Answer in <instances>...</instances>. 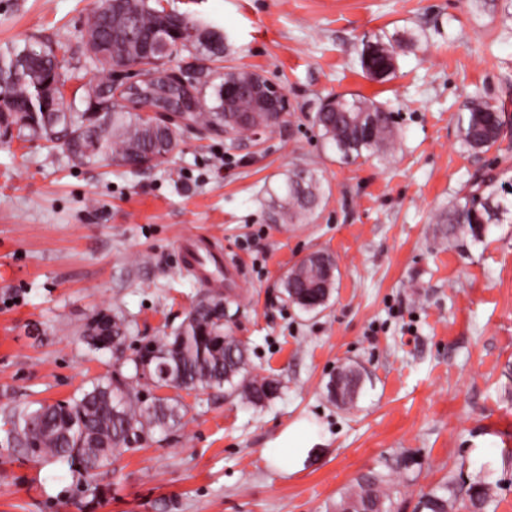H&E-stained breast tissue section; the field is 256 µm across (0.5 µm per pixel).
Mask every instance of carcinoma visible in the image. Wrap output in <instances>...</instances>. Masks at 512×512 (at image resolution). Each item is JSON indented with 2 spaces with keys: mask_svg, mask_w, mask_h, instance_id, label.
I'll return each mask as SVG.
<instances>
[{
  "mask_svg": "<svg viewBox=\"0 0 512 512\" xmlns=\"http://www.w3.org/2000/svg\"><path fill=\"white\" fill-rule=\"evenodd\" d=\"M197 25L185 14H165L161 0H101L87 18L82 35L86 62L107 68L120 62H138L145 58L135 41L125 38V28L142 37L164 32L169 42L166 52L151 54L153 70L165 72L142 86L144 102L165 109V113L145 119L128 109L112 88L102 81L96 92L103 112H86L73 108L66 95L43 100L38 85L54 80L66 85L81 79L68 73L51 49L28 40L10 42L0 47V135L18 129V137L40 139L73 158L71 145L79 144L90 151L78 157V163L112 159V163L131 171L149 169L164 163L179 145L178 131L218 132L234 129L236 113L251 114L249 129L267 130L280 123L262 111L251 92L248 70L223 71L217 66L211 73L220 83L214 86L213 104L202 103L201 81L184 85L168 74L166 63L184 51H195L204 58L219 62L221 46L200 39L178 44L176 33L181 25ZM395 36L377 38L368 50L363 43L360 54L362 69L372 78L385 80L395 70ZM236 86L231 106L224 105V85ZM313 123L322 138L332 144L345 163L371 155L395 137L392 112L355 93L333 96L320 107ZM512 127V114L486 102L472 100L465 105L460 119L462 143L472 150L492 147ZM498 178L490 177L471 186L470 190L448 208V223L478 241L484 225L501 223V216L512 215V199L499 193ZM323 193L322 183L311 172L293 170L284 191L276 196L275 220L282 223L302 221L312 214ZM319 263L303 266L301 280L286 277L284 295L288 302L306 312H319L330 299L332 289L317 288L321 264L336 265L328 252H318ZM231 294L206 296L187 313L171 333L145 344V352L155 353L163 370L152 371L156 386L172 384L176 390H223L241 401L258 406L275 398L280 387L258 378L248 348L235 337L224 333V304ZM106 333L89 336L90 346L110 354L122 350L128 336L127 326L117 317L105 325ZM342 383L341 402L356 398L361 375L345 366L339 372ZM144 384L139 379L138 364L133 359L113 369L112 374L94 381L90 388L65 401L37 403L4 416L6 443L24 459L44 460L68 469L77 485L96 492L94 484L100 471L112 466V460L138 448L156 431H166L182 424L186 410L180 395L142 397ZM410 469L404 458L395 461L391 472L371 470L344 488L328 507V512H393L399 494L392 473ZM472 512H488L492 503L490 484L479 482L467 490ZM459 489L451 481L442 482L421 494L417 512H456Z\"/></svg>",
  "mask_w": 512,
  "mask_h": 512,
  "instance_id": "carcinoma-1",
  "label": "carcinoma"
}]
</instances>
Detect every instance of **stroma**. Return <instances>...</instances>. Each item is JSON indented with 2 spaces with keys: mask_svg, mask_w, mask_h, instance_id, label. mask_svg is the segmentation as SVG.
Wrapping results in <instances>:
<instances>
[{
  "mask_svg": "<svg viewBox=\"0 0 512 512\" xmlns=\"http://www.w3.org/2000/svg\"><path fill=\"white\" fill-rule=\"evenodd\" d=\"M222 33L224 64L281 87L289 109L260 139L184 131L169 160L131 174L74 164L41 141L0 137V415L70 399L111 374L84 333L98 312L130 336L178 326L204 287L183 271L179 240H218L240 277L224 324L279 397L255 408L215 389L183 394L182 427L116 458L91 495L64 469L0 443V512H325L363 473L402 457L395 512L454 480L485 481L490 512H512V223L482 240L452 231L448 205L469 183L512 169V134L462 146L458 117L479 98L512 113V0H163ZM96 0H0V45L70 48L86 80L80 32ZM398 33L392 78L367 77L364 40ZM358 93L393 114L395 139L340 162L313 116ZM296 168L323 195L304 222L272 221ZM334 255L326 308L283 294L306 255ZM348 363L363 380L353 406L326 385ZM317 440L282 471L268 454L288 426Z\"/></svg>",
  "mask_w": 512,
  "mask_h": 512,
  "instance_id": "stroma-1",
  "label": "stroma"
}]
</instances>
